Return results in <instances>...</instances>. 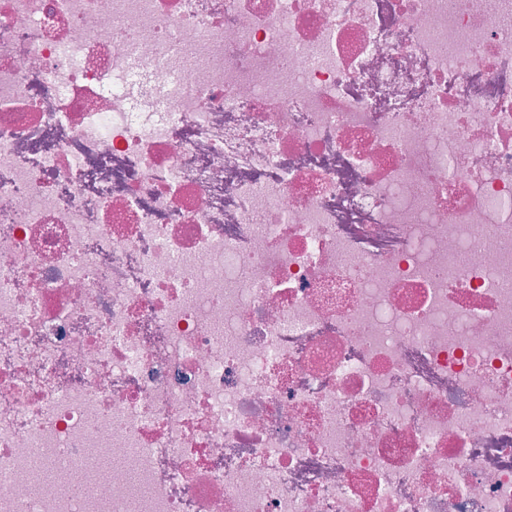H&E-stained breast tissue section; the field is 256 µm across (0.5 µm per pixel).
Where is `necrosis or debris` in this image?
I'll list each match as a JSON object with an SVG mask.
<instances>
[{"instance_id":"1","label":"necrosis or debris","mask_w":512,"mask_h":512,"mask_svg":"<svg viewBox=\"0 0 512 512\" xmlns=\"http://www.w3.org/2000/svg\"><path fill=\"white\" fill-rule=\"evenodd\" d=\"M0 512H512V0H0Z\"/></svg>"}]
</instances>
